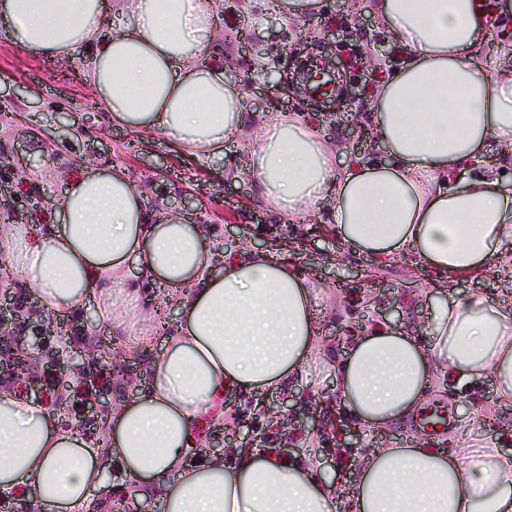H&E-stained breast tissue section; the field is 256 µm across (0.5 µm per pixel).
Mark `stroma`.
<instances>
[{
  "instance_id": "stroma-1",
  "label": "stroma",
  "mask_w": 512,
  "mask_h": 512,
  "mask_svg": "<svg viewBox=\"0 0 512 512\" xmlns=\"http://www.w3.org/2000/svg\"><path fill=\"white\" fill-rule=\"evenodd\" d=\"M270 3L219 0L213 46L225 75L238 85L245 128L222 153L207 157L179 151L161 133L113 125L81 77L83 50L63 60L29 56L7 37L0 18V225L32 224L50 232L55 222L50 201L60 196L66 180L86 168L112 164L127 170L159 214L201 225L236 251L265 242L279 259L318 283L321 352L287 385L246 394L229 390L222 420L207 425L205 447L188 449L185 462L193 466L211 455V442L225 434L240 440L258 433L264 447L289 459L308 458L325 480L336 483L338 512H347L357 466L374 449L415 440L442 453L496 448L512 455V401L498 400L490 378L469 385L446 379L432 387L421 410L381 432L359 426L335 387L336 363L375 325L409 332L424 343L437 301L474 292L508 301L512 286L495 266L450 282L410 253L366 255L337 240L328 212L292 224L263 202L244 166L257 119L291 112L339 145L341 162H389L387 150L370 133L372 88L402 61L401 51L378 27L372 0H348L341 12L336 0H320L306 28ZM262 69L276 74L275 86L256 81ZM349 114L361 132L356 141L349 135L353 123L345 121ZM95 311L90 299L70 315L86 336L83 344L58 336L50 350L29 349L27 377L10 383L15 394L54 410L65 428L76 423L73 395L90 382L104 385L93 402L101 417L147 391L150 362L166 343L146 313L127 321L140 343H116L111 323L100 321ZM69 350L77 354L83 374L60 383L58 392H46L36 377ZM267 400L288 401L296 421L315 416L320 430L298 429L296 421L278 425L262 407ZM103 482L86 512H161L158 494L126 498L118 467H105Z\"/></svg>"
}]
</instances>
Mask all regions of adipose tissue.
Wrapping results in <instances>:
<instances>
[{"label": "adipose tissue", "mask_w": 512, "mask_h": 512, "mask_svg": "<svg viewBox=\"0 0 512 512\" xmlns=\"http://www.w3.org/2000/svg\"><path fill=\"white\" fill-rule=\"evenodd\" d=\"M125 22L103 34L102 0H0L7 35L25 53L89 49L84 77L114 124L154 130L190 155H214L243 131L239 91L205 63L217 0H114ZM401 65L373 92V131L391 156L337 165L334 146L286 112L257 125L246 169L270 209L324 208L339 240L366 255L413 252L439 274L493 266L512 224V186L459 171L487 143L512 147V0H374ZM54 234L0 227L25 287L52 314L97 296L101 320L124 322L140 294L127 262L168 287L179 329L150 364L151 386L106 422L104 444L62 429L39 402L0 389V496L23 492L39 512H83L102 458L133 496L160 492L162 512H336V492L303 458L238 448L183 464L199 417L230 389L287 384L314 351L317 285L269 252L228 256L201 227L157 217L128 173L99 167L68 179ZM427 345L375 327L336 369L359 422L384 427L422 402L437 374L491 377L512 398V303L471 294L438 301ZM352 512H512V457L495 448L446 455L414 444L380 448L359 465Z\"/></svg>", "instance_id": "ef3b65f1"}]
</instances>
